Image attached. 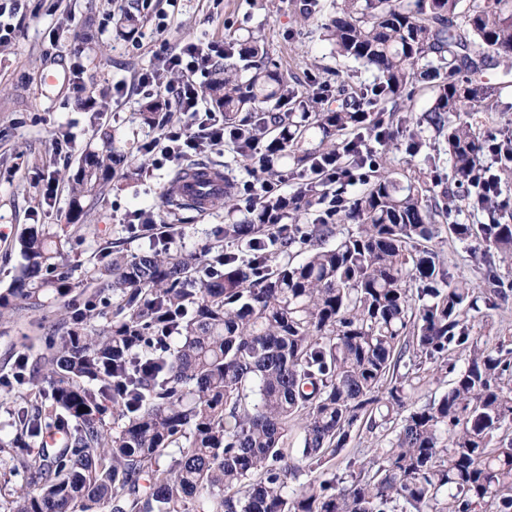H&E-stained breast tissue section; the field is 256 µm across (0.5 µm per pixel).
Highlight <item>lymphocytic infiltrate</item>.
<instances>
[{"label": "lymphocytic infiltrate", "mask_w": 512, "mask_h": 512, "mask_svg": "<svg viewBox=\"0 0 512 512\" xmlns=\"http://www.w3.org/2000/svg\"><path fill=\"white\" fill-rule=\"evenodd\" d=\"M223 55V45L214 42L166 45L161 50L160 68L139 74V93L147 97L164 95L167 111L177 118L161 138L142 145L156 166L174 165L200 153L203 146L223 144L227 134L224 122L204 100L212 63Z\"/></svg>", "instance_id": "1"}]
</instances>
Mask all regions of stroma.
Returning a JSON list of instances; mask_svg holds the SVG:
<instances>
[{
    "instance_id": "1",
    "label": "stroma",
    "mask_w": 512,
    "mask_h": 512,
    "mask_svg": "<svg viewBox=\"0 0 512 512\" xmlns=\"http://www.w3.org/2000/svg\"><path fill=\"white\" fill-rule=\"evenodd\" d=\"M301 0H0V23L11 26L13 37L0 46V294L10 287L23 264L20 240L29 229L50 227L63 242L61 263L73 285L71 294L47 303L36 312L0 319V377L16 371L19 355L36 359L46 352L51 337L62 335L65 312L82 306L93 292L88 275L100 264L108 247L120 244L133 254L148 248V236L131 232L125 217L136 205L154 207L159 224L175 227L177 246L198 250L216 246L241 254L239 244L222 240L224 207L215 204L209 214L173 210L164 203V191L175 167L155 169L145 162L141 175L128 180L115 175L104 192L86 202L77 224H70L68 178L76 172L82 154L115 147L137 153L140 146L160 137V128L141 124L140 95L116 98L115 85H133L137 74L158 64L162 44L182 40H233L246 35L262 38L270 57L289 82L306 89L324 81L350 80L369 84L372 71L337 57L319 38V19L302 20ZM138 16L132 36L117 35V18ZM170 24L158 31L161 14ZM65 74L58 87L41 90L46 70ZM489 95L461 113L479 135L488 131L512 135V76L487 71ZM95 98L113 134L105 143L95 130L86 98ZM387 166L395 172L420 169L425 179H442L452 186L453 172L445 158L435 155L433 141H426L419 155H411L406 139H399L387 153ZM504 190L496 198V215L472 206L466 195L450 198L448 214L439 218L429 247L442 269L485 288L481 252L459 241L455 224H488L492 219L512 224V167L497 168ZM57 188L45 195L47 185Z\"/></svg>"
}]
</instances>
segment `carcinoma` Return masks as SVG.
Masks as SVG:
<instances>
[{"mask_svg": "<svg viewBox=\"0 0 512 512\" xmlns=\"http://www.w3.org/2000/svg\"><path fill=\"white\" fill-rule=\"evenodd\" d=\"M340 57L375 72L373 83H322L298 93L253 35L224 46L206 89L236 129L234 157L276 178L349 162L361 190L310 182L235 219L247 197L224 183V238L252 258L158 244L107 252L90 280L123 316L100 329L96 306L31 364L48 385L39 403L16 404L15 434L0 457L32 492L9 491L5 512H512V339L473 332L508 299L496 262L512 259V224H454L485 244L481 294L437 266L422 245L440 206L435 186L401 181L385 153L358 156L362 137L424 145L407 112L420 84L434 94L423 123L442 138L460 188L474 200L481 143L452 120L484 99V71L512 73V0H341L320 25ZM160 96L141 103L142 124L164 123ZM121 155L86 154L70 178V220L114 176ZM312 216L306 229L300 218ZM278 217L281 222L272 224ZM340 224L358 232L337 236ZM60 241L36 228L21 240L25 264L0 296V318L39 310L71 286L57 272ZM297 263L281 262L292 250ZM431 373L448 391L423 405L412 394ZM112 410L119 429L103 419ZM66 425L63 448L16 452L43 429ZM384 447L351 480L334 460L360 430ZM178 457L162 467L167 449ZM316 480L288 488L301 464Z\"/></svg>", "mask_w": 512, "mask_h": 512, "instance_id": "cac0c4a2", "label": "carcinoma"}]
</instances>
